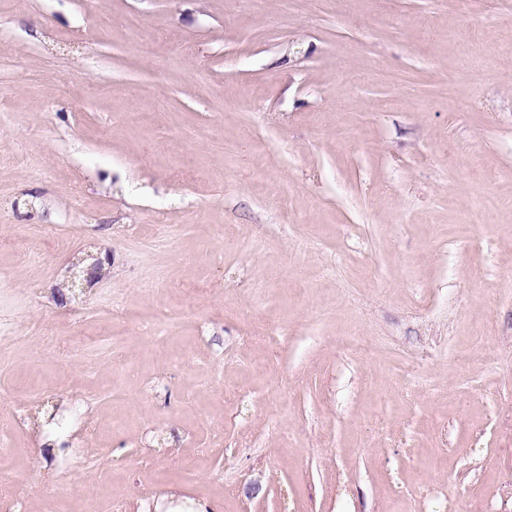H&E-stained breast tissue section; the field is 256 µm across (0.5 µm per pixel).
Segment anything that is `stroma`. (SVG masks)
Instances as JSON below:
<instances>
[{
	"instance_id": "35a3bbf8",
	"label": "stroma",
	"mask_w": 512,
	"mask_h": 512,
	"mask_svg": "<svg viewBox=\"0 0 512 512\" xmlns=\"http://www.w3.org/2000/svg\"><path fill=\"white\" fill-rule=\"evenodd\" d=\"M0 429L23 512H512V0H0Z\"/></svg>"
}]
</instances>
